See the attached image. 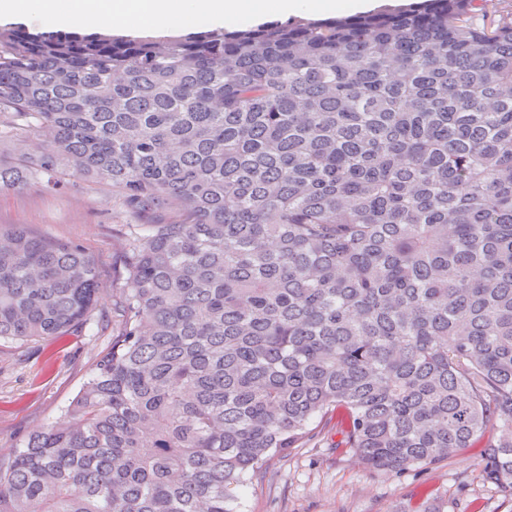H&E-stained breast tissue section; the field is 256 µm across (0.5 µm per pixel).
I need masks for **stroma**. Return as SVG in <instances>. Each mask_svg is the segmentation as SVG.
Instances as JSON below:
<instances>
[{
  "label": "stroma",
  "instance_id": "35a3bbf8",
  "mask_svg": "<svg viewBox=\"0 0 512 512\" xmlns=\"http://www.w3.org/2000/svg\"><path fill=\"white\" fill-rule=\"evenodd\" d=\"M134 218L111 186L72 179L58 193L43 190L32 171L26 185L0 191V225L20 224L38 237L75 242L93 256L100 290L79 333L21 345L0 341V448L61 419L112 346L119 322L112 286L122 265L124 225ZM346 412L317 418L297 447L275 455L237 491L241 512H512L483 477L486 438L450 458L399 474L361 465L345 441Z\"/></svg>",
  "mask_w": 512,
  "mask_h": 512
}]
</instances>
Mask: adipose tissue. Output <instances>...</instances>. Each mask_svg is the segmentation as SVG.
<instances>
[{"label":"adipose tissue","instance_id":"adipose-tissue-1","mask_svg":"<svg viewBox=\"0 0 512 512\" xmlns=\"http://www.w3.org/2000/svg\"><path fill=\"white\" fill-rule=\"evenodd\" d=\"M378 0H0V24L28 25L52 20L59 29L96 31L103 26L132 34L166 31L207 22L228 28L242 21L263 22L304 12L364 14Z\"/></svg>","mask_w":512,"mask_h":512}]
</instances>
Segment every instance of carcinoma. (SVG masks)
<instances>
[{"label":"carcinoma","mask_w":512,"mask_h":512,"mask_svg":"<svg viewBox=\"0 0 512 512\" xmlns=\"http://www.w3.org/2000/svg\"><path fill=\"white\" fill-rule=\"evenodd\" d=\"M491 0L180 36L0 29V134L133 216L122 327L66 416L0 451V512H239L347 410L367 468L487 430L512 500V19ZM0 161V190L27 183ZM94 258L0 227V341L86 325Z\"/></svg>","instance_id":"cac0c4a2"}]
</instances>
